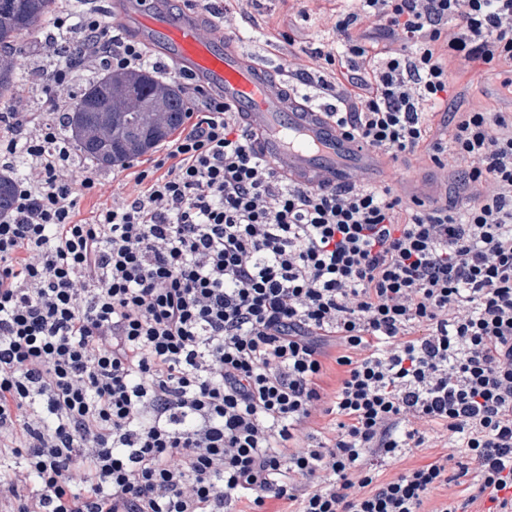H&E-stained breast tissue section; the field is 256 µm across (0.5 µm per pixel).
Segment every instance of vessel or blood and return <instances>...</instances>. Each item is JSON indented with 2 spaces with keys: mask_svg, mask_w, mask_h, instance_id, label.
<instances>
[{
  "mask_svg": "<svg viewBox=\"0 0 512 512\" xmlns=\"http://www.w3.org/2000/svg\"><path fill=\"white\" fill-rule=\"evenodd\" d=\"M202 13L165 0H115L113 23L144 43L199 91L238 112L255 149L288 183L315 190L389 185L411 204L435 185L399 171L392 158L339 127L311 95L290 91L240 41L204 33Z\"/></svg>",
  "mask_w": 512,
  "mask_h": 512,
  "instance_id": "b4317fda",
  "label": "vessel or blood"
}]
</instances>
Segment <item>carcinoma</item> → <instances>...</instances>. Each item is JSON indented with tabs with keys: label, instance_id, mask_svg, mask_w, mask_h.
Masks as SVG:
<instances>
[{
	"label": "carcinoma",
	"instance_id": "obj_1",
	"mask_svg": "<svg viewBox=\"0 0 512 512\" xmlns=\"http://www.w3.org/2000/svg\"><path fill=\"white\" fill-rule=\"evenodd\" d=\"M57 0H0V105L20 95L22 77L17 57L27 42L43 31ZM140 83L146 99L131 96L128 85ZM185 95L171 82L151 73L109 70L77 93L65 125V137L79 161L99 170L120 168L166 141L186 117ZM15 195L13 176L0 173V213Z\"/></svg>",
	"mask_w": 512,
	"mask_h": 512
}]
</instances>
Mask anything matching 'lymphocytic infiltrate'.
I'll return each instance as SVG.
<instances>
[{
	"instance_id": "1",
	"label": "lymphocytic infiltrate",
	"mask_w": 512,
	"mask_h": 512,
	"mask_svg": "<svg viewBox=\"0 0 512 512\" xmlns=\"http://www.w3.org/2000/svg\"><path fill=\"white\" fill-rule=\"evenodd\" d=\"M80 64L149 51L60 0ZM309 50L329 116L391 157L460 168L451 204L289 186L232 108L191 102L112 202L55 116L0 113V512H512V112L468 107L452 62L512 101V0H353ZM98 198L90 214L80 201ZM339 348V384L323 385ZM433 461L384 478L404 449Z\"/></svg>"
}]
</instances>
